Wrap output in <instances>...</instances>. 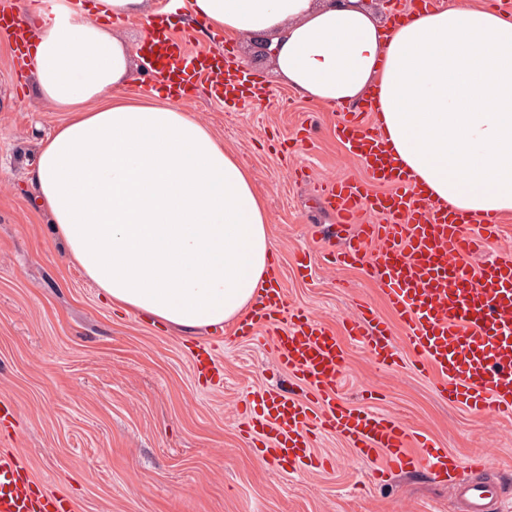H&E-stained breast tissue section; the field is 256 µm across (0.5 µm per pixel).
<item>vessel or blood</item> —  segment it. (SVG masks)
<instances>
[{
	"instance_id": "1",
	"label": "vessel or blood",
	"mask_w": 512,
	"mask_h": 512,
	"mask_svg": "<svg viewBox=\"0 0 512 512\" xmlns=\"http://www.w3.org/2000/svg\"><path fill=\"white\" fill-rule=\"evenodd\" d=\"M17 0H0V31L13 45L14 59L29 49ZM147 73L168 93H208L232 107L257 102L269 91L260 75L239 65L231 51L215 46L190 52L187 42L154 34L143 45ZM367 107L345 113L336 136L368 173L367 179L339 177L321 185L328 207L340 219L341 246L321 251L334 266L363 267L404 328L397 349L392 328L370 306L357 304L345 337L301 309L286 311L278 278L262 282L235 332L273 330L277 368L293 376L297 391L261 390L243 410L245 432L264 456L288 473L319 468L318 435L343 440L362 460L374 462L373 477L423 469L447 478L459 468L487 471L492 457L466 459L435 440L377 411L352 408L336 398L344 363L343 339L363 345L383 366L400 352L431 373L449 405L487 416L512 415V259L471 263L473 255L498 238L501 220L451 212L411 186L371 125ZM287 326H279L281 313ZM462 512H501L490 481L453 486ZM0 512H72L69 503L35 478L16 452H0Z\"/></svg>"
}]
</instances>
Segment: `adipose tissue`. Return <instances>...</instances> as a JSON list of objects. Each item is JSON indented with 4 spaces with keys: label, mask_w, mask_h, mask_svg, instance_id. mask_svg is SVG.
<instances>
[{
    "label": "adipose tissue",
    "mask_w": 512,
    "mask_h": 512,
    "mask_svg": "<svg viewBox=\"0 0 512 512\" xmlns=\"http://www.w3.org/2000/svg\"><path fill=\"white\" fill-rule=\"evenodd\" d=\"M238 39L267 37L273 71L308 101L371 100L388 147L432 199L512 214V13L476 0L396 25L352 0H189ZM148 0L31 6L25 73L65 113L30 179L72 260L116 306L199 332L237 319L271 273L253 177L169 101H128L131 53L101 18Z\"/></svg>",
    "instance_id": "adipose-tissue-1"
}]
</instances>
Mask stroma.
Returning a JSON list of instances; mask_svg holds the SVG:
<instances>
[{
  "label": "stroma",
  "instance_id": "35a3bbf8",
  "mask_svg": "<svg viewBox=\"0 0 512 512\" xmlns=\"http://www.w3.org/2000/svg\"><path fill=\"white\" fill-rule=\"evenodd\" d=\"M110 26L134 55L123 93L142 98L149 78L138 51L147 26L140 18ZM230 46L272 96L235 109L193 97L180 106L251 172L287 309H305L339 333L361 299L392 323L403 346L402 326L363 269L317 261L309 277L294 274L295 256L313 245L312 225L338 222L319 186L366 175L336 139L341 108L281 83L253 41ZM63 118L15 79L11 44L0 34V401L11 406L0 418V451L21 453L73 512H460L451 482L424 472L372 482V463L329 435L315 444L327 459L319 470L288 474L263 457L241 433L237 409L255 391L288 381L275 367L269 328L249 338L228 326L187 334L112 308L70 261L30 181L41 142ZM302 126L308 144L286 150ZM204 343L219 369L198 375L191 352ZM336 394L395 416L460 457H493L498 467L485 477L512 512V416L449 406L411 359L386 368L351 341Z\"/></svg>",
  "mask_w": 512,
  "mask_h": 512
}]
</instances>
